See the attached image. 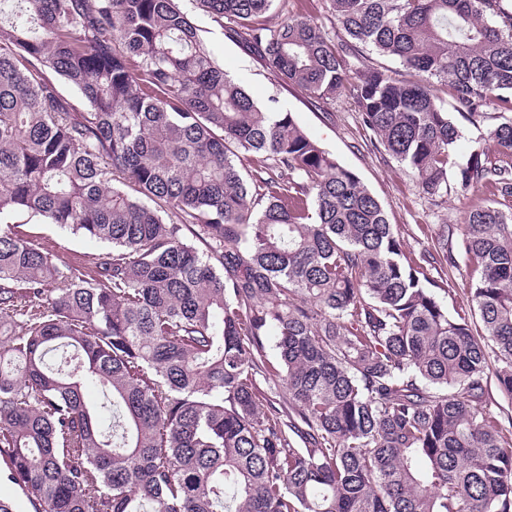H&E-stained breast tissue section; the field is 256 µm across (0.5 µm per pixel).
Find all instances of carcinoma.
Listing matches in <instances>:
<instances>
[{"mask_svg":"<svg viewBox=\"0 0 512 512\" xmlns=\"http://www.w3.org/2000/svg\"><path fill=\"white\" fill-rule=\"evenodd\" d=\"M274 2L195 0L316 106L352 87L437 204L459 123L486 126L456 183L512 199V0H329L338 38ZM361 46L403 73L347 67ZM5 212L112 247L62 268L0 229V464L33 512H512V208L416 256L176 0H0ZM457 251L476 327L423 266Z\"/></svg>","mask_w":512,"mask_h":512,"instance_id":"carcinoma-1","label":"carcinoma"}]
</instances>
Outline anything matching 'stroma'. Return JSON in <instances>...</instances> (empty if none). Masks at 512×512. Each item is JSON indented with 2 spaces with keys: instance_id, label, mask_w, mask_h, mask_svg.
Listing matches in <instances>:
<instances>
[{
  "instance_id": "obj_1",
  "label": "stroma",
  "mask_w": 512,
  "mask_h": 512,
  "mask_svg": "<svg viewBox=\"0 0 512 512\" xmlns=\"http://www.w3.org/2000/svg\"><path fill=\"white\" fill-rule=\"evenodd\" d=\"M180 6L189 13L225 72L237 79L258 103L275 98L293 112L308 135L360 177L414 251L429 245L438 225L462 223L468 209L482 204L483 194L454 189L445 204L434 206L421 194L414 175L404 164L368 146V133L354 110L350 93H342L329 110H319L304 93L282 88L261 63L227 39L223 29L196 9L191 0H181ZM0 227L26 234L63 266L83 263L89 254L105 249L104 244L61 230L43 217L27 212L0 215Z\"/></svg>"
}]
</instances>
